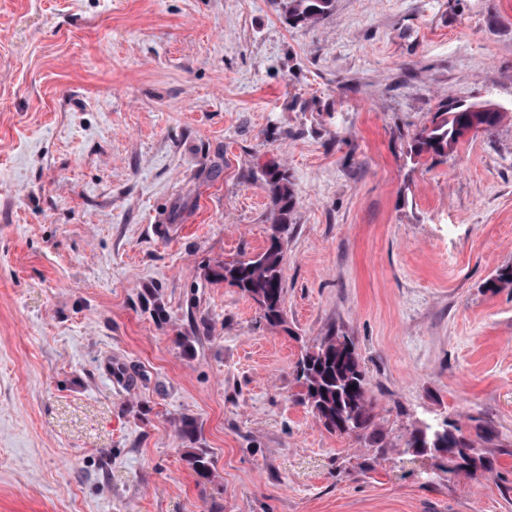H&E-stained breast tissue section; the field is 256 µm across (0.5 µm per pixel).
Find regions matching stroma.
<instances>
[{
  "instance_id": "stroma-1",
  "label": "stroma",
  "mask_w": 512,
  "mask_h": 512,
  "mask_svg": "<svg viewBox=\"0 0 512 512\" xmlns=\"http://www.w3.org/2000/svg\"><path fill=\"white\" fill-rule=\"evenodd\" d=\"M512 0H0V512H512ZM295 196L283 317L217 278ZM351 338L377 443L295 366ZM479 420L472 479L404 448ZM207 449L213 476L186 460ZM333 0H287L288 21L292 24H314L330 12ZM439 121L424 128L413 140L410 151L415 157L424 154L448 156L471 132L487 131L507 118V109L487 100L483 103L459 104L444 108Z\"/></svg>"
}]
</instances>
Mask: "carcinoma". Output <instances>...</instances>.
I'll return each instance as SVG.
<instances>
[{
    "mask_svg": "<svg viewBox=\"0 0 512 512\" xmlns=\"http://www.w3.org/2000/svg\"><path fill=\"white\" fill-rule=\"evenodd\" d=\"M333 0H286V15L293 24H314L330 12ZM507 118V109L487 100L459 104L443 109L440 120L425 128L413 140L410 151L416 157L425 154L446 156L470 133L487 131ZM265 187L271 204L273 233L268 247L255 259L226 262L220 266V278L248 294L260 307L267 323H283V248L281 238L288 234L295 206L292 184L286 171L276 164L266 167ZM297 380L303 388L301 402L310 407L327 430L354 434L371 441L378 437L373 425V402L366 374L355 343L348 337L328 334L297 363ZM491 440L488 428L478 423L469 429L448 422L442 434L435 420L418 422L406 436L405 448L425 442L431 448L444 447L448 457L437 459V467L450 474L470 478L489 470L491 462L477 453V444ZM193 470L203 479L212 475L207 452L196 448L187 456Z\"/></svg>",
    "mask_w": 512,
    "mask_h": 512,
    "instance_id": "carcinoma-1",
    "label": "carcinoma"
}]
</instances>
